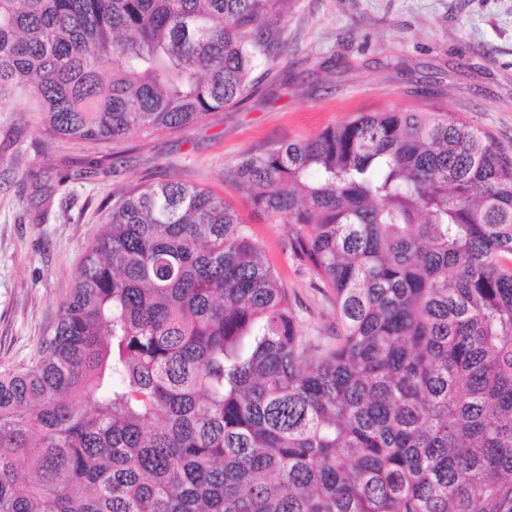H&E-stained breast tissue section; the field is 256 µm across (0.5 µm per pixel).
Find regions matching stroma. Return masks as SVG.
Returning <instances> with one entry per match:
<instances>
[{
    "label": "stroma",
    "mask_w": 512,
    "mask_h": 512,
    "mask_svg": "<svg viewBox=\"0 0 512 512\" xmlns=\"http://www.w3.org/2000/svg\"><path fill=\"white\" fill-rule=\"evenodd\" d=\"M286 46L253 95L184 133L137 132L86 170L83 152L39 143L0 101V368L27 362L72 287L103 205L139 181L174 178L230 200L263 245L309 336H330L328 298L285 249L287 230L234 188L239 159L360 112L438 108L512 152V0H296ZM49 171L42 187L27 170Z\"/></svg>",
    "instance_id": "stroma-1"
}]
</instances>
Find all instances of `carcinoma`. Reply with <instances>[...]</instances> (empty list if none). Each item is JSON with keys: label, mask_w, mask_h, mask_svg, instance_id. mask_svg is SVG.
I'll return each mask as SVG.
<instances>
[{"label": "carcinoma", "mask_w": 512, "mask_h": 512, "mask_svg": "<svg viewBox=\"0 0 512 512\" xmlns=\"http://www.w3.org/2000/svg\"><path fill=\"white\" fill-rule=\"evenodd\" d=\"M291 2L0 0V100L47 143L183 132L249 99ZM233 181L334 340L302 334L230 201L127 188L0 370V512H512V155L378 110Z\"/></svg>", "instance_id": "carcinoma-1"}]
</instances>
